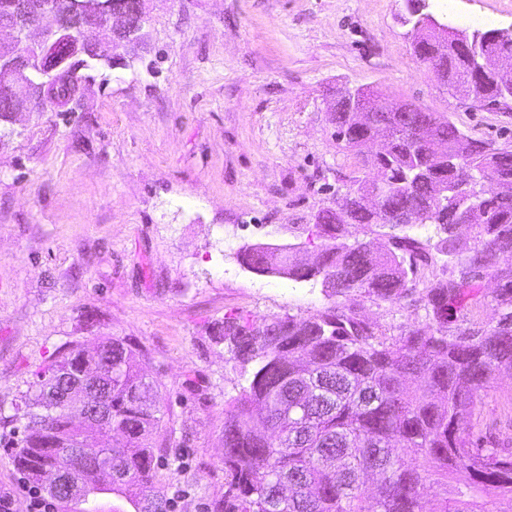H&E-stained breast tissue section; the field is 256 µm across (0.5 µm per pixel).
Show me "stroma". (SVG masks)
<instances>
[{
    "mask_svg": "<svg viewBox=\"0 0 512 512\" xmlns=\"http://www.w3.org/2000/svg\"><path fill=\"white\" fill-rule=\"evenodd\" d=\"M427 2L442 19L512 27V0ZM404 12V0H152L129 47L136 71L93 73L79 101L0 118V496L15 512L30 504L17 405L58 356L112 337L157 387V486L175 512L223 502L224 408L247 381L212 328L323 306L320 282L255 274L238 252L294 244L316 261L317 213L364 174L336 140L338 90L411 101L512 150V110L451 97L415 57ZM348 302L393 332L428 321L420 306ZM471 423L512 453V375L495 376Z\"/></svg>",
    "mask_w": 512,
    "mask_h": 512,
    "instance_id": "1",
    "label": "stroma"
}]
</instances>
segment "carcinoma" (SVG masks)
I'll use <instances>...</instances> for the list:
<instances>
[{"label": "carcinoma", "mask_w": 512, "mask_h": 512, "mask_svg": "<svg viewBox=\"0 0 512 512\" xmlns=\"http://www.w3.org/2000/svg\"><path fill=\"white\" fill-rule=\"evenodd\" d=\"M44 0H0V22L36 19ZM64 23L124 9L145 24L142 0H62ZM479 31L463 48L444 52L434 36L415 32V53L447 73L445 85L473 93L472 101L507 100L485 70L498 45ZM122 38H95L87 50H61L63 64L34 90L31 111L47 103L64 105L89 78L86 71L109 70L126 60ZM22 76L0 68V117L6 116L8 90ZM357 100L372 111L364 125L340 102L333 105L336 140L363 156L365 175L353 181L343 204L316 216L315 236L323 240L313 264L295 261L293 251L262 244L241 248L249 271L295 282L321 279L328 303L308 316L287 314L270 321L228 316L213 328L242 365H255L240 396L224 410V512H512V454L486 437H474L472 418L495 373L512 374V152L498 151L491 162L485 143L466 136L447 117L410 102L390 112L386 95L356 89ZM385 139V153L365 155L362 146ZM465 140L469 163L438 169L424 166L432 145L453 152ZM480 179L482 217L470 225L473 244L463 241L458 222L469 207L461 192L445 200L437 186ZM389 193L372 196L377 182ZM398 211L421 216L431 226L425 239L389 234L374 243L343 241L347 226L398 225ZM456 262L455 277H418L419 268L443 258ZM493 282L494 315L477 330L452 327L479 302L484 281ZM357 294L373 302L422 306L423 328L390 333L337 301ZM74 380L96 377L106 385L112 428L90 434L93 469L89 492L110 491L130 512L145 500L154 512H170L155 483L161 452L153 435L161 418L151 411L154 386L141 376L133 346L118 338L102 341L93 354L76 347L55 359L40 375L33 393L21 399L15 421L23 424L14 461L39 490L43 475L66 459L65 445L80 435L70 412L44 407V387L57 375ZM112 470H107V459ZM118 475L114 479L111 474ZM439 489L437 507L427 508L423 489ZM496 490L483 499L487 487Z\"/></svg>", "instance_id": "carcinoma-1"}]
</instances>
